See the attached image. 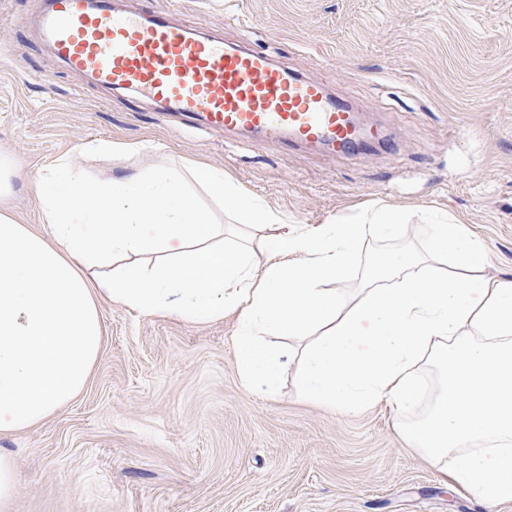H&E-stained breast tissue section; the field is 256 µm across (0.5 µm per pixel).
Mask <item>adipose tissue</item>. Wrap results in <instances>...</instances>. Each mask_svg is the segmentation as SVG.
I'll return each mask as SVG.
<instances>
[{"instance_id": "obj_1", "label": "adipose tissue", "mask_w": 512, "mask_h": 512, "mask_svg": "<svg viewBox=\"0 0 512 512\" xmlns=\"http://www.w3.org/2000/svg\"><path fill=\"white\" fill-rule=\"evenodd\" d=\"M47 232L0 212V433L38 425L86 387L102 354L101 299L193 322L237 315L243 373L270 390L280 363L265 333L306 338L301 397L337 409L394 406V429L477 500H512V279L485 276L487 250L449 216L402 267L366 266L340 289L368 241L391 240L399 209L286 232L223 171L197 165L90 182L70 155L37 174ZM251 215L274 248L256 268L224 244L217 207ZM437 392L424 401L421 370Z\"/></svg>"}]
</instances>
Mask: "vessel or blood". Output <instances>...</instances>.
Listing matches in <instances>:
<instances>
[{
  "instance_id": "vessel-or-blood-1",
  "label": "vessel or blood",
  "mask_w": 512,
  "mask_h": 512,
  "mask_svg": "<svg viewBox=\"0 0 512 512\" xmlns=\"http://www.w3.org/2000/svg\"><path fill=\"white\" fill-rule=\"evenodd\" d=\"M40 29L69 68L166 104L186 127L330 154L346 152L360 136L354 112L323 83L275 66L263 52L194 35L165 16H129L112 0H50Z\"/></svg>"
}]
</instances>
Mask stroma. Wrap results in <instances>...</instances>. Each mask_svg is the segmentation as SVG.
I'll list each match as a JSON object with an SVG mask.
<instances>
[{
  "mask_svg": "<svg viewBox=\"0 0 512 512\" xmlns=\"http://www.w3.org/2000/svg\"><path fill=\"white\" fill-rule=\"evenodd\" d=\"M116 3L267 53L323 82L382 138L335 156L176 129L151 102L57 60L29 25L45 0H0V150L18 161L10 205L21 223L39 227L30 182L61 154L93 181L118 166L192 161L223 170L291 227L349 220L378 201L405 209L400 238L364 243V263L422 249L421 210L449 214L486 246V275L512 278V0ZM99 139L141 150L81 154ZM224 242L246 243L264 266L269 243L229 211ZM100 313L102 355L84 391L46 423L0 435L19 479L14 512H512L430 466L394 430L389 403L302 400L304 340L265 336L283 367L264 394L240 369L234 314L196 323L108 299Z\"/></svg>",
  "mask_w": 512,
  "mask_h": 512,
  "instance_id": "stroma-1",
  "label": "stroma"
}]
</instances>
